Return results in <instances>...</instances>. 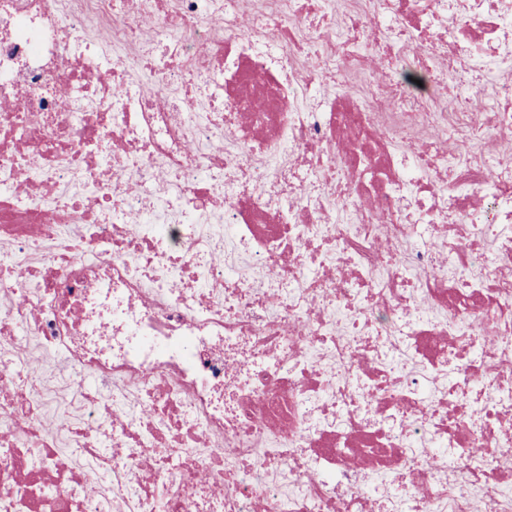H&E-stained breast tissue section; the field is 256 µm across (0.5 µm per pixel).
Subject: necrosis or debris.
<instances>
[{
  "label": "necrosis or debris",
  "mask_w": 512,
  "mask_h": 512,
  "mask_svg": "<svg viewBox=\"0 0 512 512\" xmlns=\"http://www.w3.org/2000/svg\"><path fill=\"white\" fill-rule=\"evenodd\" d=\"M511 135L512 0H0V512H512ZM56 360L54 365L43 367L35 362L32 368L38 369V376H42V383L48 388L47 406L52 411L66 412L75 419H79L81 411L75 408L74 402L66 388V374L61 370L62 354L52 353Z\"/></svg>",
  "instance_id": "4bbe7bcc"
}]
</instances>
